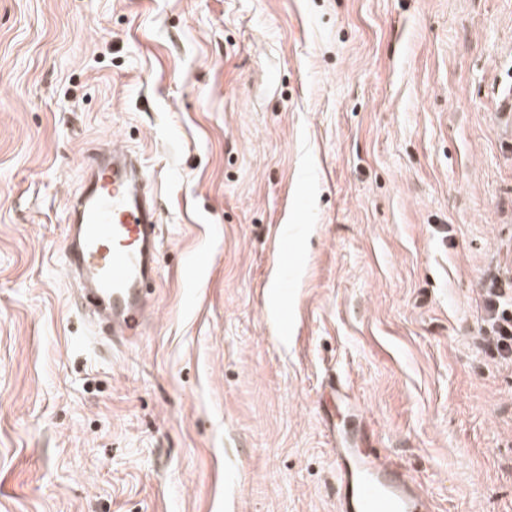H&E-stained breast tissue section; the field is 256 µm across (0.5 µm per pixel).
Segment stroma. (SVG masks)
<instances>
[{
  "label": "stroma",
  "instance_id": "35a3bbf8",
  "mask_svg": "<svg viewBox=\"0 0 512 512\" xmlns=\"http://www.w3.org/2000/svg\"><path fill=\"white\" fill-rule=\"evenodd\" d=\"M511 87L512 0H0V512H336L345 435L512 512ZM108 143L159 203L128 341L61 260ZM491 313L492 343L500 356L511 360L512 353V303L501 295L489 293L486 300Z\"/></svg>",
  "mask_w": 512,
  "mask_h": 512
}]
</instances>
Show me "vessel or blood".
<instances>
[{"label": "vessel or blood", "mask_w": 512, "mask_h": 512, "mask_svg": "<svg viewBox=\"0 0 512 512\" xmlns=\"http://www.w3.org/2000/svg\"><path fill=\"white\" fill-rule=\"evenodd\" d=\"M158 226L145 169L121 149L100 153L68 209L63 265L84 283L82 306L103 314L113 335L139 333L156 277ZM336 476L337 512H429L406 473L375 454L337 449Z\"/></svg>", "instance_id": "obj_1"}]
</instances>
